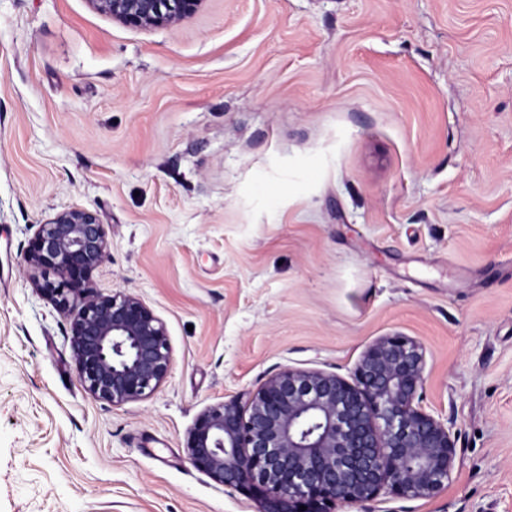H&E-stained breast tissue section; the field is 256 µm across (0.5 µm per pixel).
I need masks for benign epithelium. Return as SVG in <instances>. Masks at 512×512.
Masks as SVG:
<instances>
[{
  "mask_svg": "<svg viewBox=\"0 0 512 512\" xmlns=\"http://www.w3.org/2000/svg\"><path fill=\"white\" fill-rule=\"evenodd\" d=\"M89 2L147 29L185 21L204 0ZM107 255L98 215L70 208L39 225L26 261L45 274L38 290L70 319L79 380L93 397L122 405L164 383L172 352L163 322L140 297L93 286ZM425 371L423 347L402 335L372 344L350 380L284 368L247 399L204 411L188 435L190 460L215 483L252 493L262 512H339L382 494L432 498L448 484L456 447L451 429L420 405Z\"/></svg>",
  "mask_w": 512,
  "mask_h": 512,
  "instance_id": "benign-epithelium-1",
  "label": "benign epithelium"
}]
</instances>
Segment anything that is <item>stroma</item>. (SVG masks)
Masks as SVG:
<instances>
[{
    "label": "stroma",
    "mask_w": 512,
    "mask_h": 512,
    "mask_svg": "<svg viewBox=\"0 0 512 512\" xmlns=\"http://www.w3.org/2000/svg\"><path fill=\"white\" fill-rule=\"evenodd\" d=\"M70 208L106 230L97 290L166 328L148 398H93L35 287ZM397 333L456 465L341 512H512V0H205L148 30L0 0V512H260L192 464L197 417Z\"/></svg>",
    "instance_id": "35a3bbf8"
}]
</instances>
